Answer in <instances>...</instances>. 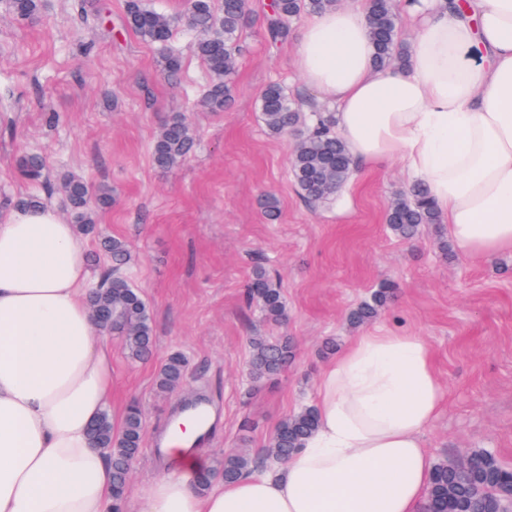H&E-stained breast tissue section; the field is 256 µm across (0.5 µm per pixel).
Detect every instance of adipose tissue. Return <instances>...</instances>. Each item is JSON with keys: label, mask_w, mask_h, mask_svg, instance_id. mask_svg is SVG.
<instances>
[{"label": "adipose tissue", "mask_w": 512, "mask_h": 512, "mask_svg": "<svg viewBox=\"0 0 512 512\" xmlns=\"http://www.w3.org/2000/svg\"><path fill=\"white\" fill-rule=\"evenodd\" d=\"M416 31L379 68L368 0L312 15L294 68L336 108L359 162L427 185L456 245L512 253V0H393ZM84 241L52 207L0 216V512H112V468L88 427L112 403V349L87 304ZM446 396L422 337L365 332L322 371L318 427L276 472L198 487L200 429L171 425L176 464L140 512H421L423 434Z\"/></svg>", "instance_id": "adipose-tissue-1"}]
</instances>
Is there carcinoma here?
Returning a JSON list of instances; mask_svg holds the SVG:
<instances>
[{
	"label": "carcinoma",
	"instance_id": "1",
	"mask_svg": "<svg viewBox=\"0 0 512 512\" xmlns=\"http://www.w3.org/2000/svg\"><path fill=\"white\" fill-rule=\"evenodd\" d=\"M338 0H276L266 16L265 32L273 44L288 41L290 22L303 13H319L336 7ZM370 29L376 49V62L382 67L403 60L405 47L399 38L397 16L391 0H370ZM12 12L27 20L36 18L39 0H11ZM127 25L143 41L160 47V70L172 77L182 66L181 57L166 49L175 24L174 18L147 9L143 0H126ZM249 18L244 0H188L182 17L183 24L195 33L191 50L206 65L211 83L201 106L213 112L224 110L234 94L236 56L240 51V34ZM261 118L266 130L281 135L293 129L299 121L300 109L292 102L283 87L273 84L262 94ZM194 145V131L182 118L166 123L153 144L152 158L156 166L171 168L182 162ZM44 162L40 155L30 154L23 159L22 171L31 181L42 176ZM291 168L302 197L311 205L319 204L334 195L348 181L353 160L336 136L333 117H318L294 151ZM73 223L82 232H89L97 223L98 210L112 202V196L102 191L96 204L90 203L88 186L71 177L64 184ZM390 231L403 239L416 237L422 226L439 223V214L425 184L409 189L405 197L394 201L387 212ZM101 248L112 261L111 269L100 284L92 289L91 313L102 310L111 313L104 329L108 335L121 337L128 358L139 361L151 353L153 335L150 317L140 293L132 287L125 270L130 261L126 243L117 237L102 239ZM393 289L383 286L370 300L351 313L350 321L361 325L375 318L391 299ZM247 301L256 303L264 320L283 325L288 313L278 283L267 271L256 268L247 289ZM249 376L259 384L278 376L290 362L293 347L288 337L269 339L253 336L250 340ZM185 375V360L171 356L163 366L160 386L174 387ZM316 427V412L305 406L285 417L271 437L267 455L282 462L299 448ZM94 438L108 451L114 488L113 512H121L131 467L146 443V421L140 404L132 401L126 407L120 430H114L111 416L104 412L93 424ZM254 460L246 454L224 457L219 471H210L201 478L207 486L219 477L234 482L252 472ZM512 492V471L503 468L496 456L487 450L469 454L465 465L443 461L435 465L427 502L423 512H497L504 494Z\"/></svg>",
	"mask_w": 512,
	"mask_h": 512
}]
</instances>
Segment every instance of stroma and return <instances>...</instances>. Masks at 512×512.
Wrapping results in <instances>:
<instances>
[{
  "mask_svg": "<svg viewBox=\"0 0 512 512\" xmlns=\"http://www.w3.org/2000/svg\"><path fill=\"white\" fill-rule=\"evenodd\" d=\"M269 0H248L232 103L202 109L210 76L190 53L191 33L176 26L169 42L182 57L176 80L163 78L159 51L126 24L125 0H41L36 19L12 14L0 0V213L37 193L66 212L60 183L70 175L105 186L112 203L86 235L85 256L106 237L126 242L127 275L146 302L154 348L133 361L112 341V422L137 401L148 435L169 421L183 399L204 393L220 423L204 446L212 465L244 450L260 456L278 423L313 405L329 361L324 345L344 348L356 331L352 309L381 285L394 296L369 327L412 333L428 344L446 405L426 430L434 460L493 451L512 468V254L476 257L450 245L445 224L422 227L407 242L387 228L386 210L413 181L399 162L355 165L348 182L313 206L291 173L296 131L274 136L260 100L283 86L304 113L332 111L293 67L295 44H269L263 20ZM181 114L196 133L192 153L171 169L154 165L153 142ZM39 152V184L19 170ZM279 201L277 221L259 208ZM279 280L288 321H263L246 300L256 267ZM290 337L288 370L253 385L248 339ZM187 360L182 385H157L170 354Z\"/></svg>",
  "mask_w": 512,
  "mask_h": 512,
  "instance_id": "1",
  "label": "stroma"
}]
</instances>
